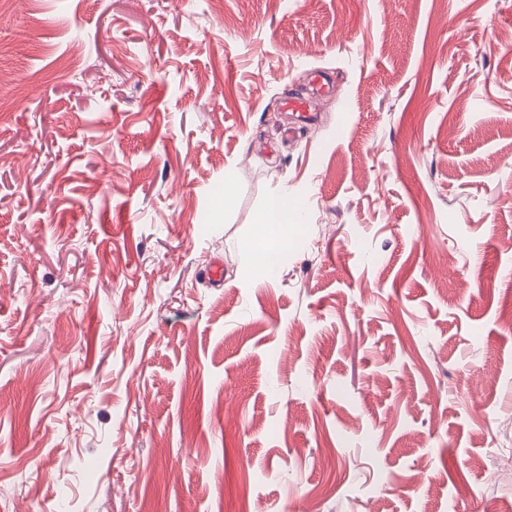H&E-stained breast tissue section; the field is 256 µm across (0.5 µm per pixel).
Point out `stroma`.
Segmentation results:
<instances>
[{
	"mask_svg": "<svg viewBox=\"0 0 512 512\" xmlns=\"http://www.w3.org/2000/svg\"><path fill=\"white\" fill-rule=\"evenodd\" d=\"M511 305L512 0L0 6V512H502ZM298 206L287 196L272 197L259 220L264 231L246 245L252 261L270 274L279 272V258L291 243L290 226H296L294 216Z\"/></svg>",
	"mask_w": 512,
	"mask_h": 512,
	"instance_id": "35a3bbf8",
	"label": "stroma"
}]
</instances>
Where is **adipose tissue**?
Wrapping results in <instances>:
<instances>
[{
    "label": "adipose tissue",
    "instance_id": "ef3b65f1",
    "mask_svg": "<svg viewBox=\"0 0 512 512\" xmlns=\"http://www.w3.org/2000/svg\"><path fill=\"white\" fill-rule=\"evenodd\" d=\"M297 209V204L288 197H272L260 218L264 226L263 233L246 246L252 261L269 273L275 274L280 270L279 258L291 243L289 228L295 223Z\"/></svg>",
    "mask_w": 512,
    "mask_h": 512
}]
</instances>
